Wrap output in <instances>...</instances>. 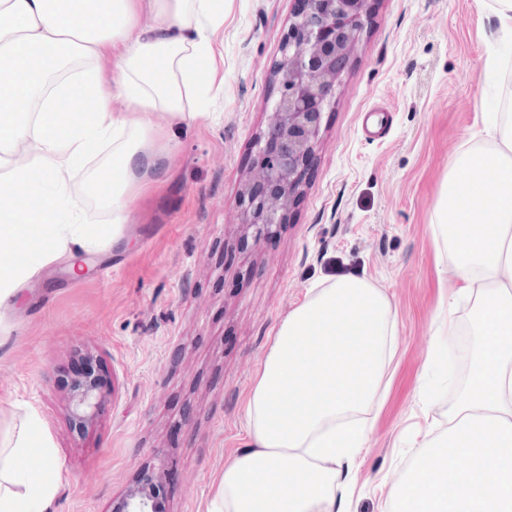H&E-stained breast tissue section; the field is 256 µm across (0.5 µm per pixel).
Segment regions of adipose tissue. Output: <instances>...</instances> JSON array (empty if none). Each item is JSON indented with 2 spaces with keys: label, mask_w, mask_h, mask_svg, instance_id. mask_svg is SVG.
Instances as JSON below:
<instances>
[{
  "label": "adipose tissue",
  "mask_w": 512,
  "mask_h": 512,
  "mask_svg": "<svg viewBox=\"0 0 512 512\" xmlns=\"http://www.w3.org/2000/svg\"><path fill=\"white\" fill-rule=\"evenodd\" d=\"M483 6L495 21L486 67L497 71L512 59V0ZM223 28L224 0H0V317L48 264L74 266L90 246L118 241L138 185L168 167L170 148L153 145L159 118L195 120L224 87ZM75 101L81 111H71ZM106 146L111 155L87 168ZM89 197L109 228L85 223ZM434 241L456 281L436 312V376L421 406L446 391L457 353L466 375L441 420L415 432L380 512H512L511 111L488 113L449 160ZM463 299L472 303L464 328ZM395 321L390 298L367 279L308 288L253 376L248 445L225 461L205 512H353ZM58 488L52 442L26 410L0 431V512H48Z\"/></svg>",
  "instance_id": "obj_1"
}]
</instances>
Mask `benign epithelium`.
Returning <instances> with one entry per match:
<instances>
[{
	"mask_svg": "<svg viewBox=\"0 0 512 512\" xmlns=\"http://www.w3.org/2000/svg\"><path fill=\"white\" fill-rule=\"evenodd\" d=\"M301 6L282 41L277 94L270 100L266 131L257 140L256 161L244 184L239 225L257 239L282 223L284 211L301 194V172L312 159L322 119L341 89L343 69L337 61L354 56L364 33L369 0H299ZM71 378V423L82 429L108 399L94 373L93 355ZM163 471L142 472L113 512H164Z\"/></svg>",
	"mask_w": 512,
	"mask_h": 512,
	"instance_id": "obj_1",
	"label": "benign epithelium"
}]
</instances>
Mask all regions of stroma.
<instances>
[{"mask_svg": "<svg viewBox=\"0 0 512 512\" xmlns=\"http://www.w3.org/2000/svg\"><path fill=\"white\" fill-rule=\"evenodd\" d=\"M296 7L227 0L224 94L211 115L176 129L166 174L136 196L118 244L85 254L76 275L50 265L0 321V426L38 412L59 466L55 512H112L142 470L160 466L166 512H204L225 461L247 445L245 402L270 336L332 276L367 278L397 314L398 364L356 512H378L380 479L423 422L437 281L454 279L436 268L434 205L449 157L512 97V62L487 71L480 0H370L302 194L257 240L239 225L241 192ZM86 352L109 398L78 431L67 384Z\"/></svg>", "mask_w": 512, "mask_h": 512, "instance_id": "1", "label": "stroma"}]
</instances>
